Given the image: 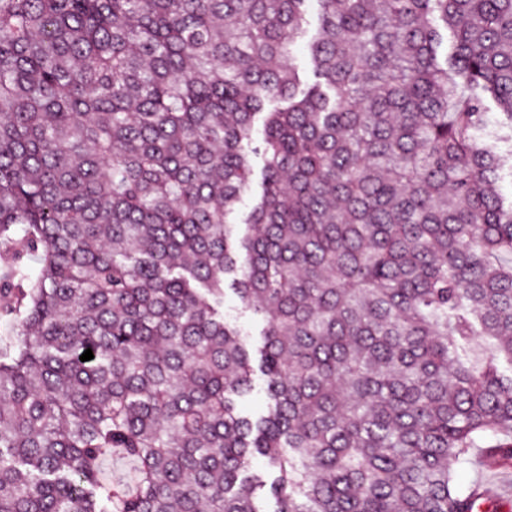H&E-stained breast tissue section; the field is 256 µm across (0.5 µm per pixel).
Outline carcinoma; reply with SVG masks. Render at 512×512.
<instances>
[{
	"label": "carcinoma",
	"instance_id": "1",
	"mask_svg": "<svg viewBox=\"0 0 512 512\" xmlns=\"http://www.w3.org/2000/svg\"><path fill=\"white\" fill-rule=\"evenodd\" d=\"M308 2L0 0V512H478L455 466L512 469V0H317L305 86ZM310 1L307 9L306 23L294 47L295 64L299 69L301 79L307 83H313L315 81L314 66L309 57L307 48L309 43L315 38L319 29L318 4L315 0ZM261 169L262 162L256 160L254 164V174L252 177L251 190L242 198L241 202L237 205L235 213L230 217V220L235 221L239 226V230L243 231L245 226L243 225L249 216L252 207L256 203L260 193V182H261ZM231 288L229 280H227L224 286V303L221 306V309L224 310V317L236 324L242 336L255 348L260 342L263 322L245 307L237 293ZM102 473L106 481H124L132 485L136 479V462L113 451L102 460Z\"/></svg>",
	"mask_w": 512,
	"mask_h": 512
}]
</instances>
